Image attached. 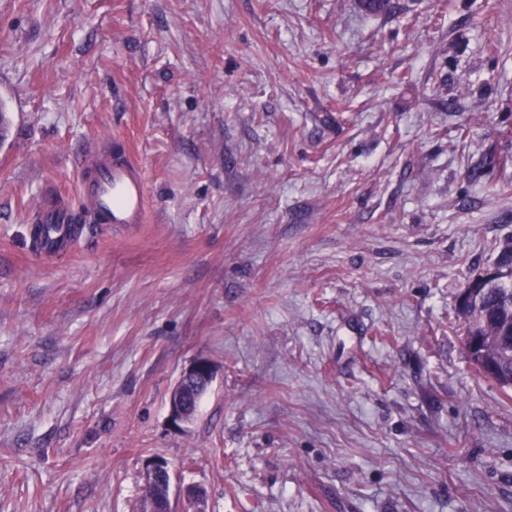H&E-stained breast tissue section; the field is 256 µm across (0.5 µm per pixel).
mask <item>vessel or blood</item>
Returning a JSON list of instances; mask_svg holds the SVG:
<instances>
[{
  "label": "vessel or blood",
  "mask_w": 512,
  "mask_h": 512,
  "mask_svg": "<svg viewBox=\"0 0 512 512\" xmlns=\"http://www.w3.org/2000/svg\"><path fill=\"white\" fill-rule=\"evenodd\" d=\"M82 212L54 201L40 205L30 234L33 254L50 258L67 255L76 224L131 227L147 221V188L140 165L121 144L85 143L81 150Z\"/></svg>",
  "instance_id": "b4317fda"
}]
</instances>
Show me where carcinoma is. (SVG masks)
Instances as JSON below:
<instances>
[{
    "label": "carcinoma",
    "instance_id": "obj_1",
    "mask_svg": "<svg viewBox=\"0 0 512 512\" xmlns=\"http://www.w3.org/2000/svg\"><path fill=\"white\" fill-rule=\"evenodd\" d=\"M494 264L493 283H479L478 274L468 281L469 288L481 286L480 297L456 311V316L464 340L477 341L475 348L467 349L476 370H489L487 379L508 392L512 390V237L499 244Z\"/></svg>",
    "mask_w": 512,
    "mask_h": 512
}]
</instances>
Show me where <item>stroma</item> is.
Instances as JSON below:
<instances>
[{
    "mask_svg": "<svg viewBox=\"0 0 512 512\" xmlns=\"http://www.w3.org/2000/svg\"><path fill=\"white\" fill-rule=\"evenodd\" d=\"M0 94V512H144L154 455L174 512H512L456 319L512 236V0H0ZM115 137L147 222L33 259ZM214 381L211 363L204 358L193 361L180 375L169 400V420L173 427L180 428L197 414L199 392L205 395ZM142 478L144 488H162L167 491L165 497L151 498L147 495L149 509L147 512H171L170 491L173 481V470L164 459H146L143 462Z\"/></svg>",
    "mask_w": 512,
    "mask_h": 512,
    "instance_id": "stroma-1",
    "label": "stroma"
}]
</instances>
